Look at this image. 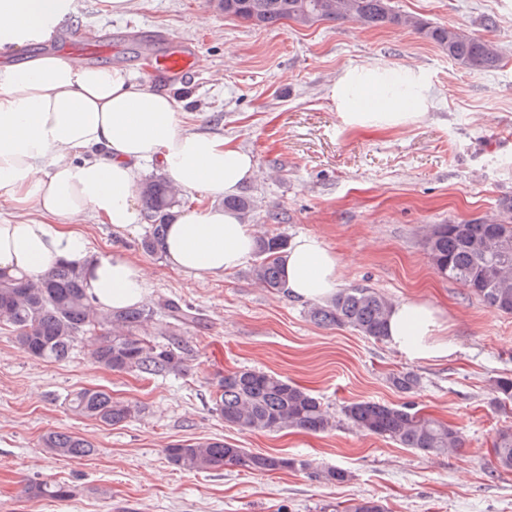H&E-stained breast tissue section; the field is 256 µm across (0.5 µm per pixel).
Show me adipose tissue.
Listing matches in <instances>:
<instances>
[{"mask_svg": "<svg viewBox=\"0 0 512 512\" xmlns=\"http://www.w3.org/2000/svg\"><path fill=\"white\" fill-rule=\"evenodd\" d=\"M72 0H0V47L21 50L51 37ZM355 126L395 128L429 111L426 77L413 69L346 68L330 91ZM182 102L126 71L81 67L60 56L0 66V273L36 277L57 262L82 269L101 309L143 303L149 272L121 251L97 253L85 216L122 232L141 226L140 167L156 163L176 186L202 198L179 212L163 244L168 264L191 279L220 277L252 254L255 237L217 206L257 178L253 157L224 137L185 125ZM290 295L320 300L340 284V261L313 235L284 257ZM441 313L423 301L394 304L387 341L407 360L448 359L457 349Z\"/></svg>", "mask_w": 512, "mask_h": 512, "instance_id": "adipose-tissue-1", "label": "adipose tissue"}]
</instances>
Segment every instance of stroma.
Masks as SVG:
<instances>
[{"label":"stroma","instance_id":"obj_1","mask_svg":"<svg viewBox=\"0 0 512 512\" xmlns=\"http://www.w3.org/2000/svg\"><path fill=\"white\" fill-rule=\"evenodd\" d=\"M130 2L114 15L105 0H74L75 18L63 27L93 30L97 49L79 51L55 36L42 49L86 66L119 67L173 92L189 127L224 135L254 158L260 176L241 189L254 204V235L317 236L341 262V287L371 288L394 303H432L459 349L443 361H408L387 342L318 325L309 301L261 288L249 264L192 282L164 256L143 252L141 234L83 219L97 252L122 250L147 266V302L165 298L195 313L179 335L189 367L176 377L117 374L93 364L81 346L60 362L37 360L0 330V512H323L361 497L381 500L387 512H512V471L496 469L492 447L498 430L512 428V404L490 403L492 379L512 376V315L441 277L423 246L430 225L500 220L501 201L512 198V0H391L398 12L496 41L503 62L481 74L401 26L257 29L208 0ZM486 15L496 16V30L482 27ZM147 43L159 55L191 54V74L153 72ZM352 66L422 71L429 112L398 130L349 125L329 89ZM241 368L309 389L334 429L225 426L212 410L213 380ZM399 371L420 376L413 394L390 385ZM84 387L106 389L140 413L114 426L80 417L66 398ZM361 399L411 402L458 426L463 446L424 456L367 434L343 413ZM49 431L78 434L95 451L82 460L56 457L40 445ZM208 438L312 467L188 472L168 462L170 445ZM329 466L347 470L350 480L315 479L314 469ZM31 482H62L74 495L32 499L25 493Z\"/></svg>","mask_w":512,"mask_h":512}]
</instances>
